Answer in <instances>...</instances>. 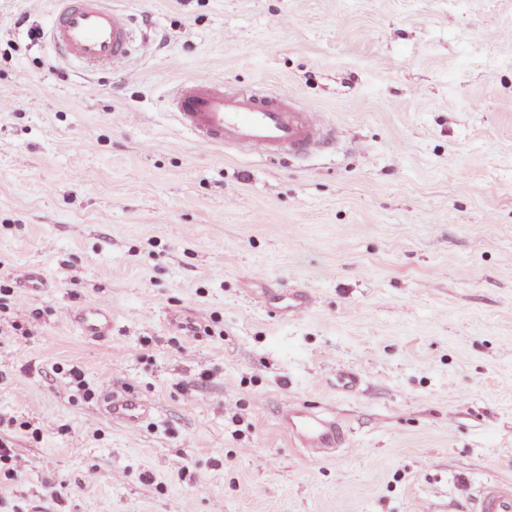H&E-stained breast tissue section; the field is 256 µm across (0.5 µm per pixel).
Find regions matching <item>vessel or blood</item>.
I'll use <instances>...</instances> for the list:
<instances>
[{"mask_svg":"<svg viewBox=\"0 0 512 512\" xmlns=\"http://www.w3.org/2000/svg\"><path fill=\"white\" fill-rule=\"evenodd\" d=\"M55 12L45 33L66 58L91 73L121 67L134 47L129 17L108 0H54ZM167 107L178 125L202 144L234 146L267 156L302 155L324 138L320 113L300 109L291 94L253 89H225L222 81L204 74L177 84ZM82 336L102 340L112 333L107 302L85 305L72 316ZM103 408L112 419L129 425L143 418L142 403L105 392ZM281 421L300 447L322 455L338 448L344 433L335 418L311 406L285 411ZM473 512H512V488L485 485Z\"/></svg>","mask_w":512,"mask_h":512,"instance_id":"vessel-or-blood-1","label":"vessel or blood"}]
</instances>
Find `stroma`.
<instances>
[{
	"label": "stroma",
	"mask_w": 512,
	"mask_h": 512,
	"mask_svg": "<svg viewBox=\"0 0 512 512\" xmlns=\"http://www.w3.org/2000/svg\"><path fill=\"white\" fill-rule=\"evenodd\" d=\"M111 4L151 47L92 74L29 40L53 0H0V279L43 313L0 323L26 461L0 512H472L512 487V0ZM199 73L288 91L329 141L200 144L165 105ZM98 301L101 342L68 318ZM302 403L342 425L333 455L282 427ZM103 396V409L112 419L128 425H135L143 418V404L132 397H119L112 392V386L106 385Z\"/></svg>",
	"instance_id": "obj_1"
}]
</instances>
